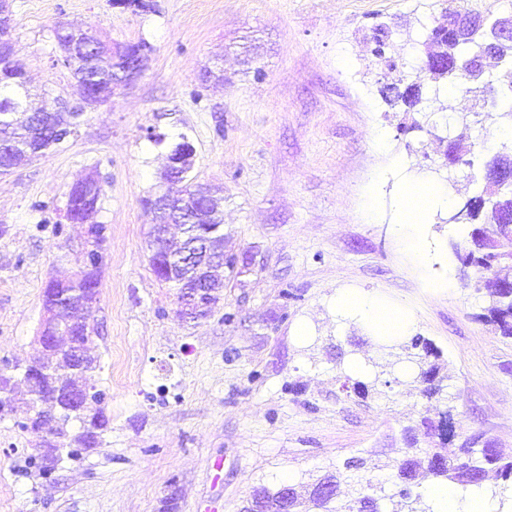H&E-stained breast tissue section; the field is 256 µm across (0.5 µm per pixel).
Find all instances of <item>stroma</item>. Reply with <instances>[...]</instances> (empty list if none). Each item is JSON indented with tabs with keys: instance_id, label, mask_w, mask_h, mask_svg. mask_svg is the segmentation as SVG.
<instances>
[{
	"instance_id": "35a3bbf8",
	"label": "stroma",
	"mask_w": 512,
	"mask_h": 512,
	"mask_svg": "<svg viewBox=\"0 0 512 512\" xmlns=\"http://www.w3.org/2000/svg\"><path fill=\"white\" fill-rule=\"evenodd\" d=\"M441 3L151 0L142 11L11 0L16 55L49 96L76 95L56 64V23L152 51L142 77L87 110L76 136L0 176L2 373L39 349L47 281L82 266L85 227L65 221L68 184L103 182L91 318L100 367L88 380L107 392L109 419L101 447L45 480L24 470L41 436L19 429L29 411L17 401L0 418V512H242L254 490H305L353 456L369 466L341 483L338 503L372 483L394 512L400 487L383 466L400 459L404 427L436 403L397 382L364 399L343 390L364 379L352 363L376 352L371 328L336 310L342 290L403 310L439 354L458 440L512 455V339L482 320L481 298L462 281L435 285L457 268L458 228L437 208L416 247L395 231L402 182L466 201L476 187L444 169V152L458 141L482 154L500 132L495 112L469 120L475 99L460 89L425 91L418 112L382 98L422 81L412 46L442 23ZM381 26L391 37L380 59ZM182 136L195 149V183L224 188V250L236 259L220 302L195 323L179 318L175 288L152 271L154 215L143 204Z\"/></svg>"
}]
</instances>
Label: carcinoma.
Returning a JSON list of instances; mask_svg holds the SVG:
<instances>
[{
	"mask_svg": "<svg viewBox=\"0 0 512 512\" xmlns=\"http://www.w3.org/2000/svg\"><path fill=\"white\" fill-rule=\"evenodd\" d=\"M53 36L58 46L66 44L71 36H81L93 43L89 49L91 59L61 55L57 62L71 72L75 81H84L83 92L95 98L112 91V83L118 75L112 67V52L124 48L135 54L151 51L145 42L110 44L100 38L87 35L71 23H58L53 27ZM424 46L427 47L421 69L437 81L448 80L450 86L469 85L473 61L481 55L480 38L459 39L446 26L431 29ZM504 63L503 69L494 76V81L507 91L500 97L498 116L512 119V45L504 46L497 56ZM32 80L21 68L0 69V140L11 142L13 148L0 152V174H8L29 157L24 153L25 141L35 132L54 128L75 132L79 118L73 112H57L52 124L40 112L29 111L26 100L32 95ZM423 91L419 85H409L404 92L395 95L394 102L402 103L414 110L422 104ZM470 151L456 145L448 150V165L472 166L468 159ZM497 200L494 192L485 184L476 195L468 198L470 209L459 205L448 209V223L468 230L461 242L451 243L459 272L466 285L483 299L485 314L496 333L512 339V284L498 276L499 269L512 264V242L501 237L500 223L512 224V211L495 213L492 206ZM189 240L197 241L201 249H224V209L211 206L208 210L190 219ZM94 236V249L87 252L82 270L70 279H52L43 291V305H51L63 314L67 331L50 347L51 354L39 362V367L25 374L27 390L24 401L34 407V416L23 429L45 433L44 445L49 448H68V457L77 455V448H96L103 444V435L108 419L104 413V391L85 382L87 374L97 368L98 358L91 355L92 341L90 319L97 302L99 268L102 262L99 248L104 240L105 226L96 222L89 224ZM151 267L156 278L166 281L169 253L160 250L151 255ZM379 350L388 357L406 358L416 364L415 390L427 399L440 391L437 383L438 365L431 358L438 357L432 344L416 336L407 341H394L379 345ZM450 411L438 412V418L424 415L420 423L441 441L450 440L451 431L442 427V421L450 419ZM414 427L404 428L402 458L392 465H385L390 476L403 483L417 478L424 471L436 478L449 481L459 487H482L491 480L512 482V456H506L486 445L476 448L464 441L452 456L424 452L416 447ZM62 458L46 455L32 458L29 464L37 468L39 475L50 476ZM335 480L333 476L319 479L312 485L308 498L303 500L293 486H288V496L282 489L255 493L254 500L266 502L274 512H296L306 507L311 512H334L330 504L336 496L326 495L320 487ZM372 484L360 487L350 512H384Z\"/></svg>",
	"mask_w": 512,
	"mask_h": 512,
	"instance_id": "cac0c4a2",
	"label": "carcinoma"
}]
</instances>
